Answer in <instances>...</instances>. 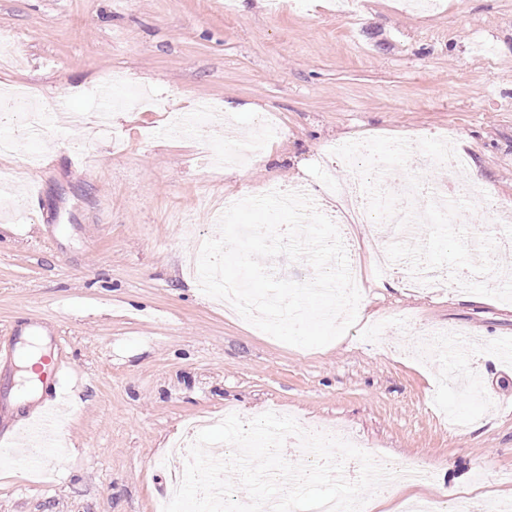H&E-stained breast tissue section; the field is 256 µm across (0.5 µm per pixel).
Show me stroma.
I'll list each match as a JSON object with an SVG mask.
<instances>
[{
    "label": "stroma",
    "mask_w": 512,
    "mask_h": 512,
    "mask_svg": "<svg viewBox=\"0 0 512 512\" xmlns=\"http://www.w3.org/2000/svg\"><path fill=\"white\" fill-rule=\"evenodd\" d=\"M0 96L22 91L109 113L112 136L49 125L41 138L11 128L0 156V512H153L166 487L162 460L184 420L255 417L286 409L348 431L373 457L435 466L437 479L375 493L378 512L459 486L512 502V302L460 288H410L407 262L371 277L358 327L303 349L225 314L183 260L218 226L202 199H243L271 182L321 184L330 142L418 135L422 153L394 178L440 181L436 132L512 203V0H441L415 12L405 0H364L336 17L328 0H0ZM122 73L125 87L111 86ZM147 109H118L126 88ZM205 101L231 103L234 130L177 115ZM272 113L287 134L251 163L226 171L215 156L241 144ZM36 200H29V193ZM417 318L415 328L400 315ZM40 323L61 380L66 451L41 472L21 464L34 443L23 417L40 400L22 375L26 328ZM382 325L388 345L360 326ZM461 328L456 360L427 365L398 346L418 332Z\"/></svg>",
    "instance_id": "35a3bbf8"
}]
</instances>
